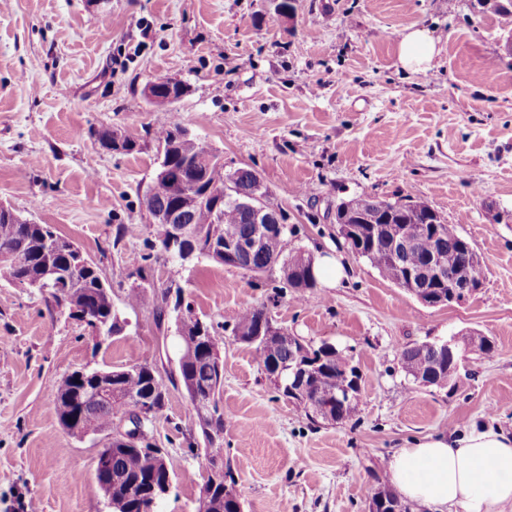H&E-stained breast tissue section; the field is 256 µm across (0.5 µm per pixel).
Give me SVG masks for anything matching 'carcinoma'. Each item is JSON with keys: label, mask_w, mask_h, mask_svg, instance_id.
<instances>
[{"label": "carcinoma", "mask_w": 512, "mask_h": 512, "mask_svg": "<svg viewBox=\"0 0 512 512\" xmlns=\"http://www.w3.org/2000/svg\"><path fill=\"white\" fill-rule=\"evenodd\" d=\"M481 11L491 12L501 18L504 27L512 26V2L503 0H477ZM181 128L173 122L154 133L157 148L164 149V156L171 157L175 172L168 177L154 181L150 188V202L159 208L177 205L184 199L187 185H196L197 201L192 207L190 218L194 220L197 231L194 241L187 245L196 247L201 256L224 266L221 248L224 247V232L232 231L241 237H248L255 231L251 213L230 201L207 193L210 188H224V164L216 161L196 162L199 157L198 141L194 138L174 142L175 133ZM101 148H106L105 140L120 142L121 151L130 153L137 143L123 138L116 132L103 129L95 132ZM352 210L365 224H380L388 218L393 224H430L434 220L432 207L424 201L388 202L372 197H356L349 200ZM219 207L222 216L215 221L212 209ZM50 227L46 224H31L21 221L12 210L0 209V278L18 284H28L48 294L58 307H64L70 317L76 312H87L91 321L87 327L95 335L122 330L117 313L113 309L111 293L100 277L97 267L83 260L77 280L69 277L68 269L74 254L81 253L77 245L69 238L53 249L47 248L46 236ZM154 242L166 258H173L175 251L169 249V225H153ZM288 236L268 235L260 247L250 257L241 260L237 268L246 272L260 270L274 264L281 265L285 283L291 282V276L300 274L309 254L298 250L287 252ZM358 255L366 259L385 279L393 282L397 277L389 252L391 239L381 235L376 242L354 244ZM437 257L445 280L449 284L463 281L483 283V265L472 262L468 256L464 237L454 224H440L435 234L416 236L410 245L402 250L400 260L403 267L418 270L428 263L431 257ZM183 294L181 288L176 291L166 289L161 295L149 294L137 286L128 291L126 303L132 308L153 306L157 317L164 315L166 308L178 309ZM264 307H253L244 311L233 329L237 340L251 347L259 364L283 396H288V384L291 375L288 364L292 362L301 348L296 337L288 330L278 327L264 346L252 342V336L258 332ZM200 319L192 309L181 322L182 350L178 359L179 376L187 388L190 401L197 399L210 404L214 417L198 423L200 437L206 445L208 454L214 457L224 456V447L214 446L209 431L224 432V413L219 411L221 391L224 384V361L221 353L224 348L223 328L210 326L205 340L195 346L190 344L198 333ZM307 349L319 362L309 383L310 395H319L327 402L336 401V396L345 382L340 367L348 363V355L334 345L322 342L319 346H307ZM405 371L412 377L423 373L430 375L425 383L436 385L439 376L447 373L450 359L444 352L427 345L406 347L399 353ZM112 377V387L127 395L137 397L163 409L168 387L165 380L153 364L146 360L107 370ZM97 376L95 370H75L64 376L53 392V401L60 424L74 437L112 436V424L118 415L131 410L128 403L122 401H99L95 399ZM157 458L149 452L132 444L112 441V488L113 493L126 498L125 512H157L154 500L143 494L142 487L147 475L156 478L163 476L161 467L156 465ZM194 512H242V505L236 490V480L227 469L223 479L214 488L200 493L195 502Z\"/></svg>", "instance_id": "cac0c4a2"}]
</instances>
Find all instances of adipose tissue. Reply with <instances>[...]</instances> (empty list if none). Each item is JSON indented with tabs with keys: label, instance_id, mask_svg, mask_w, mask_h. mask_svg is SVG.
I'll return each instance as SVG.
<instances>
[{
	"label": "adipose tissue",
	"instance_id": "adipose-tissue-1",
	"mask_svg": "<svg viewBox=\"0 0 512 512\" xmlns=\"http://www.w3.org/2000/svg\"><path fill=\"white\" fill-rule=\"evenodd\" d=\"M437 53L427 30L409 27L396 64L426 71ZM387 475L401 497L429 512H512V437L485 426L451 439L427 436L393 455Z\"/></svg>",
	"mask_w": 512,
	"mask_h": 512
}]
</instances>
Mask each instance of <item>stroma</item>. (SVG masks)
Wrapping results in <instances>:
<instances>
[{
    "mask_svg": "<svg viewBox=\"0 0 512 512\" xmlns=\"http://www.w3.org/2000/svg\"><path fill=\"white\" fill-rule=\"evenodd\" d=\"M427 28L433 68L396 66L398 35ZM512 33L476 0H11L0 10V203L73 240L112 289L128 326L96 341L40 291L0 279V512H107L95 475L100 439L58 421L51 392L73 371L139 359L177 373L170 319L129 307L140 279L178 285L225 329L224 460L243 512H370L385 464L427 435L491 425L512 435ZM171 77L189 88L165 109L144 98ZM179 122L224 160L255 170L292 229L289 248L335 247L336 287L298 301L279 273L259 278L199 258L144 261L143 199L158 167L152 131ZM107 127L137 144L102 149ZM368 196L421 200L457 225L483 261L482 287L428 307L355 257L336 205ZM309 343L334 344L361 373L344 421L284 399L232 329L249 307ZM477 332L495 354H468L447 387L413 381L403 347ZM172 479L160 512H191L207 477L183 385L153 422Z\"/></svg>",
    "mask_w": 512,
    "mask_h": 512,
    "instance_id": "1",
    "label": "stroma"
}]
</instances>
